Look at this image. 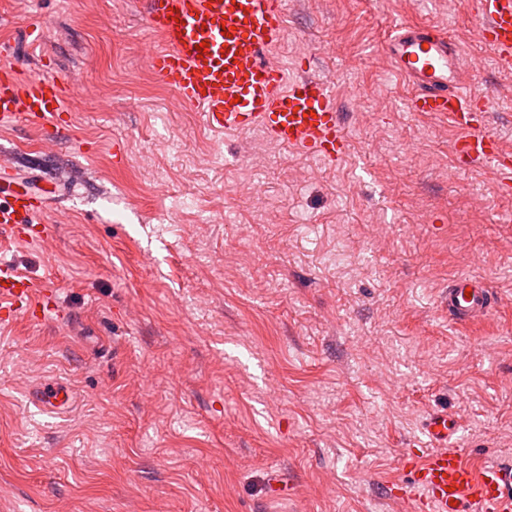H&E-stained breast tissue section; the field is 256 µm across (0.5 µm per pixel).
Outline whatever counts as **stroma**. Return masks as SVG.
Masks as SVG:
<instances>
[{
  "mask_svg": "<svg viewBox=\"0 0 512 512\" xmlns=\"http://www.w3.org/2000/svg\"><path fill=\"white\" fill-rule=\"evenodd\" d=\"M273 48L329 81L349 150L211 132L151 76L142 0H0V67L73 88L46 143L0 124V169L49 191L46 238L0 259L54 284L43 323L0 325V512H403L388 483L446 412L472 460L512 462V192L408 112L380 44L431 23L464 52L512 153V72L473 0H286ZM498 301L460 327L454 277ZM53 379L75 406L25 398Z\"/></svg>",
  "mask_w": 512,
  "mask_h": 512,
  "instance_id": "obj_1",
  "label": "stroma"
}]
</instances>
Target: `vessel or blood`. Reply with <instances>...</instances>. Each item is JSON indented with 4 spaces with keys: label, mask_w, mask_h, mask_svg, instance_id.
I'll return each instance as SVG.
<instances>
[{
    "label": "vessel or blood",
    "mask_w": 512,
    "mask_h": 512,
    "mask_svg": "<svg viewBox=\"0 0 512 512\" xmlns=\"http://www.w3.org/2000/svg\"><path fill=\"white\" fill-rule=\"evenodd\" d=\"M484 43L504 70L512 69V0H475ZM285 0H148L146 24L160 40L150 57L154 80L203 116L215 132L245 133L259 128L279 145L333 161L349 146L330 86L318 78H292L271 65L270 51L281 41ZM232 27L224 35L223 27ZM381 50L410 87L409 111L448 117L459 130L454 153L466 161L496 166L503 186L512 185V158L485 129L486 103L469 93L459 44L430 26L398 24ZM71 86L49 69L37 75L19 67L0 69V123L22 121L53 135L63 128ZM0 203V229L20 241H40L38 225L47 210L45 196L8 191ZM51 290H37L32 279L0 261V322L16 315L44 320ZM448 316L468 323L486 318L495 295L471 275L454 279L445 294ZM28 399L62 412L73 404L71 389L39 382ZM426 432L433 449H407L403 466L409 480L398 483L396 498L405 512H512V464L473 465L451 441L458 421L431 414Z\"/></svg>",
    "instance_id": "b4317fda"
}]
</instances>
